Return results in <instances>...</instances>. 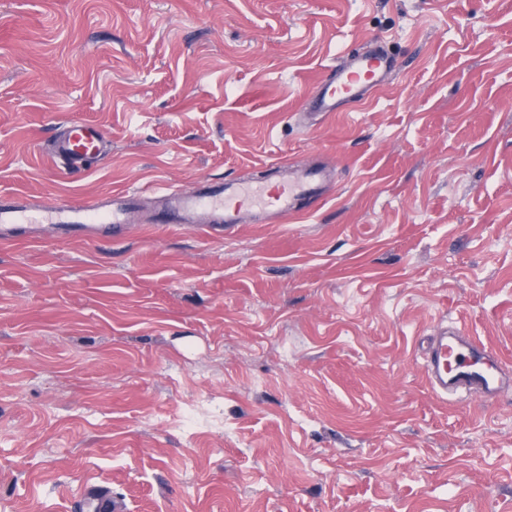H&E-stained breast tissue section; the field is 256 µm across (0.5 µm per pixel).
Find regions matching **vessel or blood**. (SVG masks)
Wrapping results in <instances>:
<instances>
[{"instance_id": "b4317fda", "label": "vessel or blood", "mask_w": 512, "mask_h": 512, "mask_svg": "<svg viewBox=\"0 0 512 512\" xmlns=\"http://www.w3.org/2000/svg\"><path fill=\"white\" fill-rule=\"evenodd\" d=\"M398 66L397 59L374 40L370 48L341 60L320 80L306 100L308 110L331 115L341 108L365 101L386 85ZM107 152L104 131L94 124L72 120L56 137L51 156L72 172L87 169ZM276 181L257 178L212 180L192 190L165 189L163 206L154 220L159 224H203L232 230L248 222L261 224L297 212L313 213L325 201L331 179L319 164L292 168L280 164ZM139 190L115 192L87 202L39 205L15 195L0 194V242L11 241L18 225L54 224L74 231L101 230L107 235L124 231L138 210ZM423 370L431 389L440 396L465 393L499 397L512 389L504 378L489 345L460 331L431 337L421 353Z\"/></svg>"}]
</instances>
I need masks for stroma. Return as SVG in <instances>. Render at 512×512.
I'll use <instances>...</instances> for the list:
<instances>
[{"label":"stroma","instance_id":"35a3bbf8","mask_svg":"<svg viewBox=\"0 0 512 512\" xmlns=\"http://www.w3.org/2000/svg\"><path fill=\"white\" fill-rule=\"evenodd\" d=\"M400 67L332 116L350 50ZM0 193L91 201L322 157L315 213L0 245V512H512V392L441 399L438 325L512 375V0H0ZM107 158L60 168L64 122Z\"/></svg>","mask_w":512,"mask_h":512}]
</instances>
